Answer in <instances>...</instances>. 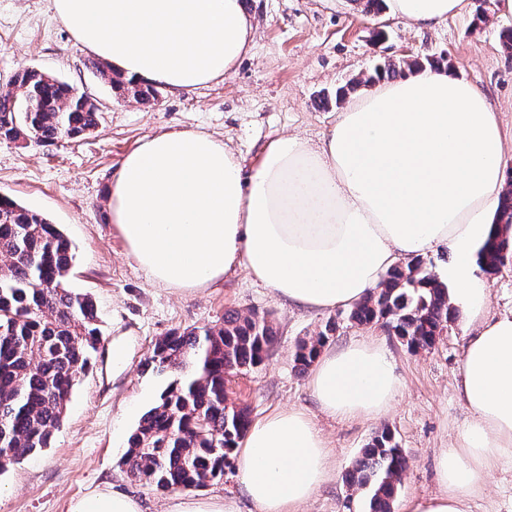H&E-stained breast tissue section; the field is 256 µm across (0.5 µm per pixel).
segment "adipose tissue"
<instances>
[{
	"mask_svg": "<svg viewBox=\"0 0 512 512\" xmlns=\"http://www.w3.org/2000/svg\"><path fill=\"white\" fill-rule=\"evenodd\" d=\"M467 0H387L389 14L431 29ZM69 31L124 77L173 92L232 71L255 47L242 0H53ZM512 151L499 111L447 69L377 82L349 101L318 145L269 141L251 166L224 140L183 130L145 138L110 186L112 221L148 279L192 293L245 269L291 307L349 308L383 274L439 247L442 274L467 331L456 391L469 420L437 453L439 490L402 512H471L492 472L512 470V311L486 309L476 254L496 222ZM310 386L334 418L375 419L402 393L372 336L321 348ZM256 512H300L330 479V446L295 407L251 424L237 456ZM68 512H143L120 491L70 502Z\"/></svg>",
	"mask_w": 512,
	"mask_h": 512,
	"instance_id": "obj_1",
	"label": "adipose tissue"
}]
</instances>
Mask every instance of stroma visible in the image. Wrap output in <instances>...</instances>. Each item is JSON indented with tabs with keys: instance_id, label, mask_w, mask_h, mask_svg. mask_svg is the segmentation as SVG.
I'll use <instances>...</instances> for the list:
<instances>
[{
	"instance_id": "stroma-1",
	"label": "stroma",
	"mask_w": 512,
	"mask_h": 512,
	"mask_svg": "<svg viewBox=\"0 0 512 512\" xmlns=\"http://www.w3.org/2000/svg\"><path fill=\"white\" fill-rule=\"evenodd\" d=\"M246 4L259 21L251 56L205 86L180 93L163 87L156 101L142 103L116 94L88 68L90 50L58 19L52 0H0V94L12 91L17 71L36 69L85 92L102 114L98 128L76 140L41 145L0 139V194L43 214L70 240L76 261L69 285L92 297L102 330L97 362L75 386L50 447L0 472V512H68L72 499L105 488L136 496L144 512H165L173 493L133 481L122 463L129 435L171 381L144 363L157 340L175 330L221 324L230 310L268 313L277 328L265 365L233 376L231 400L255 419L288 406L305 409L329 441L333 477L304 512H367L344 474L385 428L408 460L396 506L439 489L435 452L469 419L454 390L465 343L461 322L418 353L375 327L396 363L403 395L374 420L330 418L311 396L309 372L294 364L296 346L330 318L339 325L328 341L332 347L359 338L362 326L350 323L342 309L329 315L291 309L241 268L191 294L151 283L112 222L109 184L125 156L156 133L198 130L222 137L247 166L276 136L319 142L336 117L323 95L364 78L381 59L406 55L448 56L456 74L483 88L512 134V50L500 40L501 30L512 28V15L494 8L478 26L469 10L436 29L417 30L386 13L371 16L362 0L346 11L328 9L322 0ZM121 334L130 341L131 361L116 375L112 339Z\"/></svg>"
}]
</instances>
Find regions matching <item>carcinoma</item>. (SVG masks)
<instances>
[{
  "instance_id": "obj_1",
  "label": "carcinoma",
  "mask_w": 512,
  "mask_h": 512,
  "mask_svg": "<svg viewBox=\"0 0 512 512\" xmlns=\"http://www.w3.org/2000/svg\"><path fill=\"white\" fill-rule=\"evenodd\" d=\"M109 81L139 101L156 100V85L123 81L112 66L88 60ZM440 59L379 64L369 84L429 66ZM22 89L0 96V139L53 144L98 128L96 106L69 83L24 70L13 77ZM512 189L501 198L497 224L479 250L481 268L497 271L512 258ZM75 253L64 234L42 215L0 195V472L50 446L63 425L72 389L96 358L102 336L92 298L69 288ZM358 325L390 326L408 349L428 350L457 319L448 287L417 257L388 270L381 288L349 310ZM328 320L318 338L301 342L294 361L301 371L336 334ZM276 331L266 313L224 315V324L173 332L154 344L146 366L177 374L130 434L124 453L130 477L157 491L192 490L220 481L234 467L235 451L251 419L245 407L224 404L232 375L261 366ZM407 458L382 430L345 475L350 489L368 501V512H393Z\"/></svg>"
}]
</instances>
